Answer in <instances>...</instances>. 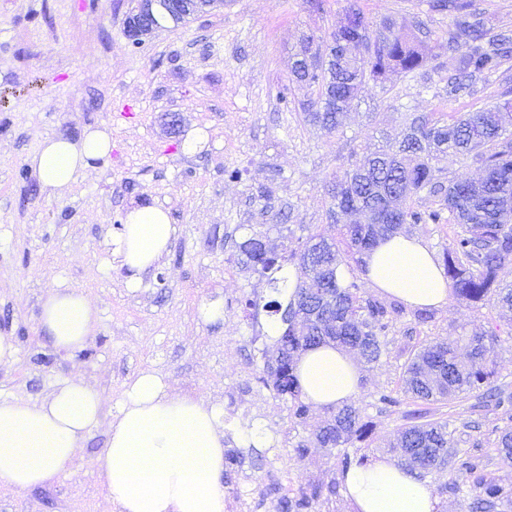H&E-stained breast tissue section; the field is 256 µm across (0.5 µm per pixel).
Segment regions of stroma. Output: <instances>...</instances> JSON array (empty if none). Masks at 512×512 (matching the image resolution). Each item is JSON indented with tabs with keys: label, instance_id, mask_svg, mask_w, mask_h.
<instances>
[{
	"label": "stroma",
	"instance_id": "stroma-1",
	"mask_svg": "<svg viewBox=\"0 0 512 512\" xmlns=\"http://www.w3.org/2000/svg\"><path fill=\"white\" fill-rule=\"evenodd\" d=\"M358 3L376 31L389 21L423 23L434 56L416 77L367 82L329 132L308 121L317 92L293 84L291 70L304 38L325 40L346 0H323L319 11L307 0H224L223 9L184 24L162 23L137 49L123 36L129 0H0V335L17 348L0 365V401L39 400L77 377L99 393L108 421L132 379L151 371L174 393L235 402L224 446L241 461L224 468V512H240L245 473L254 512H275L279 496L339 475L336 454L314 447L302 463L293 454L323 409L296 423L288 401L259 380L260 351L274 341L263 307L273 294L267 278L242 267L237 245L254 224L293 240L331 233L333 179L400 136L408 114L446 119L512 90L511 61L449 93L450 20L429 0ZM88 127L108 131L110 152L60 196H47L27 157L44 136L75 140ZM231 169L240 178L228 179ZM153 204L168 211L176 235L133 290L116 240L129 209ZM58 283L82 289L98 308L90 356L58 350L38 330L41 298ZM248 298L262 304L250 317ZM211 303L223 307V319L201 318ZM474 331L496 337L495 382L512 391V313L452 296L422 324L404 308L388 355L364 368L355 395L373 426L368 447L386 455L412 421L411 400L392 410L378 401L400 389L404 347ZM429 417L448 421L454 451L478 460L486 477L512 475L495 449L500 430L512 429V407L468 397L430 405ZM104 440L95 430L41 485L0 487V512H111L89 466Z\"/></svg>",
	"mask_w": 512,
	"mask_h": 512
}]
</instances>
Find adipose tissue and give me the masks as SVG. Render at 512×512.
I'll use <instances>...</instances> for the list:
<instances>
[{
    "label": "adipose tissue",
    "instance_id": "obj_1",
    "mask_svg": "<svg viewBox=\"0 0 512 512\" xmlns=\"http://www.w3.org/2000/svg\"><path fill=\"white\" fill-rule=\"evenodd\" d=\"M111 149L101 129L76 141L48 136L27 159L42 192L55 195L84 178ZM176 228L167 211L146 205L128 211L116 242L129 286H138L168 252ZM369 285L411 308L436 310L450 288L433 252L417 235L396 233L363 257ZM99 317L87 295L52 287L42 298L38 329L62 351L85 346ZM306 401L335 408L355 394L362 369L354 355L334 346L298 360ZM102 421L99 394L82 379L59 383L38 401L0 402V483L24 490L55 474ZM104 447L92 469L117 512H224V411L191 396L169 393L162 378L140 373L107 423ZM350 512H441L428 479L397 461L377 457L354 463L340 477Z\"/></svg>",
    "mask_w": 512,
    "mask_h": 512
}]
</instances>
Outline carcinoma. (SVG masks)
<instances>
[{
	"label": "carcinoma",
	"mask_w": 512,
	"mask_h": 512,
	"mask_svg": "<svg viewBox=\"0 0 512 512\" xmlns=\"http://www.w3.org/2000/svg\"><path fill=\"white\" fill-rule=\"evenodd\" d=\"M431 8L451 17L448 44L465 47L452 62L448 78L450 91L459 93L478 74L497 72L512 57V36L493 34L476 19L472 0H430ZM345 24L330 33L329 50L353 42L361 56L334 54L322 73L292 69V81L302 87L316 86L327 96L326 110L309 113L310 121L333 131L339 118L368 80L383 82L390 72L411 74L426 59V47L415 33L390 27L383 37H372L362 10L349 4L343 13ZM512 119V97H503L474 112H457L448 121L427 113L406 125L401 141L388 150L371 153L336 179L332 205L361 219L343 224L337 233L325 237L310 234L279 253L269 243L268 230L259 224L238 245L244 264L264 276L275 293L290 291L289 301L277 299L259 305L248 298V309L265 308L280 316L284 329L272 347L261 352L260 380L278 397L290 401L289 410L299 423L307 420L309 406L302 399L296 375L299 355L313 347L334 343L353 352L359 360L377 363L388 352L387 333L400 310L360 292L356 281H340V267L350 268L354 254H363L378 241L392 235L404 224H441L444 213L452 216L456 229L450 246L443 252L444 276L458 302L477 306L492 302L512 311V288L505 276L512 273V132L505 118ZM473 155L484 165L477 181L435 180V165L451 157ZM423 191L440 198L439 208L421 210L415 206ZM293 264L296 281L274 277L283 263ZM496 337L485 333L466 337L464 359L452 343L425 340L404 365L401 387L415 402H451L472 393L495 398L497 404L512 401V394L493 386ZM370 433L369 422L354 403L331 411L330 417L313 432L315 445L329 451L349 448ZM448 422L417 423L401 430L390 451L411 470L429 473L451 463L459 475L471 480L478 491L472 512H485L496 505L512 509V486L490 481L476 474L477 466L455 458ZM496 450L512 463V431L500 432ZM336 479L311 485V492L279 498L276 512H315L323 493L336 494Z\"/></svg>",
	"instance_id": "carcinoma-1"
}]
</instances>
